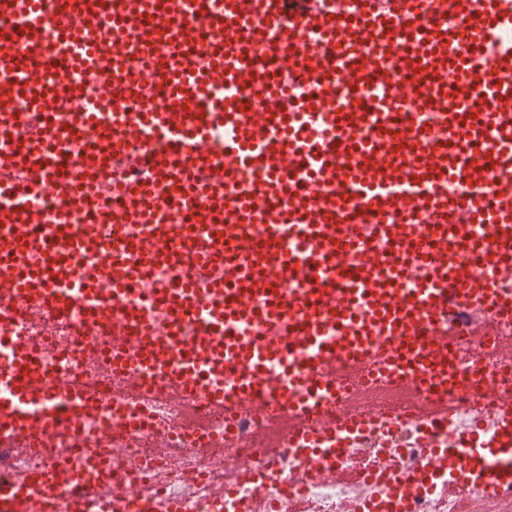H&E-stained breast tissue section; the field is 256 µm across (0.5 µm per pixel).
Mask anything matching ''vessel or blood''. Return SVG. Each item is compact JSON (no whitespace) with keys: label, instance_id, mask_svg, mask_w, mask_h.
I'll return each instance as SVG.
<instances>
[{"label":"vessel or blood","instance_id":"1","mask_svg":"<svg viewBox=\"0 0 512 512\" xmlns=\"http://www.w3.org/2000/svg\"><path fill=\"white\" fill-rule=\"evenodd\" d=\"M143 15L149 34L96 48L104 18ZM213 23L228 35L219 51L196 40ZM509 30L512 0H0V308L80 310L113 371L154 377L230 419L250 405L266 426L261 455H345L373 427L362 406L375 373L391 370L422 464L400 469L390 452L353 472L365 512H408L448 468L462 491L511 487L512 394L463 426L448 397L466 376L449 362L462 314L479 332L512 308L497 286L512 279V181H488L489 160L512 167ZM73 44L110 75L146 44L158 62L103 118L52 80ZM296 83L305 91L293 97ZM216 87L224 97L209 99ZM338 88L347 105L327 111ZM150 133L164 148L147 147ZM78 149L87 172L129 157L140 176L111 205L93 204L54 163ZM246 171L257 181L243 183ZM47 197L89 222L70 233L48 219ZM162 266L182 273L149 287ZM45 349L0 329V433L28 449L82 433L95 399L53 378ZM223 373L231 386L213 385ZM111 470L85 448L78 462L2 477L0 512H113L123 479ZM238 478L295 490L284 471ZM125 502L183 512L163 494Z\"/></svg>","mask_w":512,"mask_h":512}]
</instances>
